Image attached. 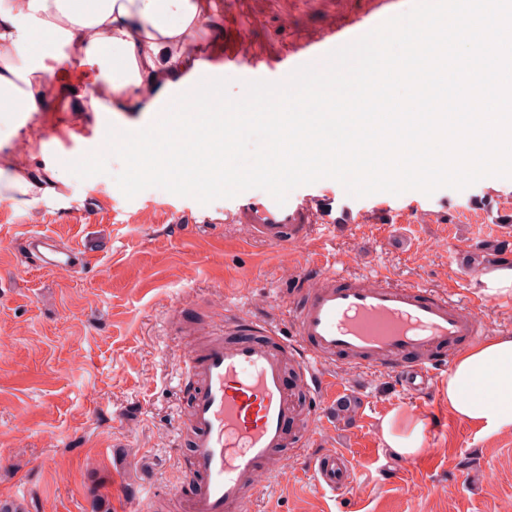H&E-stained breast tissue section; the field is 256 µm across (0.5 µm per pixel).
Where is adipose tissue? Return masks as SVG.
<instances>
[{
	"label": "adipose tissue",
	"instance_id": "obj_1",
	"mask_svg": "<svg viewBox=\"0 0 512 512\" xmlns=\"http://www.w3.org/2000/svg\"><path fill=\"white\" fill-rule=\"evenodd\" d=\"M215 13L213 0H0V112L14 113L15 130H23L31 113L49 105L52 76L65 58L80 73L79 111H148L167 75L198 69L195 40ZM58 179L34 177L0 154V193L47 200ZM442 395L482 434L512 429V336L463 350ZM382 429L391 454L415 453L419 424L411 413L392 411Z\"/></svg>",
	"mask_w": 512,
	"mask_h": 512
}]
</instances>
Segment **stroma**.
<instances>
[{"instance_id":"1","label":"stroma","mask_w":512,"mask_h":512,"mask_svg":"<svg viewBox=\"0 0 512 512\" xmlns=\"http://www.w3.org/2000/svg\"><path fill=\"white\" fill-rule=\"evenodd\" d=\"M370 0H224L217 49L253 59L269 73L303 40L368 10ZM148 112L102 117L76 109L73 93L32 113L34 150L15 134V117L0 112V151L42 175L61 171L58 196L0 209V501L26 512H185L192 482L189 450L176 439L178 414L191 390L180 356L192 346L183 324L221 319L225 302L257 314L281 308L285 279L298 263L320 256L355 273L370 269L396 283L466 288L463 269L512 259V179L487 177L433 194L376 193L356 198L333 179L293 189V201L317 199L319 212L304 245L252 242L227 212L239 194L204 205L152 187L126 198L114 177L123 161L101 148L108 128L135 131ZM79 125L74 161L54 130ZM443 210L444 224L426 211ZM353 223L340 224L341 212ZM53 235L92 255L75 273L27 264L17 238ZM502 243L504 255L483 251ZM322 430L308 451L350 456L355 491L323 496L307 477L260 488L255 512H512V431L485 436L456 418L440 386L417 400L382 373L338 369ZM356 400L352 419L335 406ZM395 408L414 410L426 428L418 445L435 443L427 463L394 458L379 432ZM127 454L131 472L114 466Z\"/></svg>"}]
</instances>
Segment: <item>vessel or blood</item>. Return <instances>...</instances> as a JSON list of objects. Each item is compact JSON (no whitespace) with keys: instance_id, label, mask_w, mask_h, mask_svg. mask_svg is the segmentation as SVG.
Segmentation results:
<instances>
[{"instance_id":"b4317fda","label":"vessel or blood","mask_w":512,"mask_h":512,"mask_svg":"<svg viewBox=\"0 0 512 512\" xmlns=\"http://www.w3.org/2000/svg\"><path fill=\"white\" fill-rule=\"evenodd\" d=\"M388 0L349 24L303 45L302 61L324 67L332 50L379 26ZM318 212L315 201L278 204L255 196L228 213L231 223L271 247L302 244ZM44 268L72 272L88 262L81 248L34 232L21 242ZM287 324L264 321L232 305L224 319L183 357L194 386L178 440L191 449L193 488L188 512H248L259 488L286 479L301 456L303 435L321 422L317 408L337 365L384 372L411 396L428 392L460 342L483 334L485 299L461 306L452 295L394 284L380 273L347 276L325 263L290 276ZM313 404L302 407L301 395ZM310 477L323 492L349 493L356 471L346 455L317 454Z\"/></svg>"}]
</instances>
